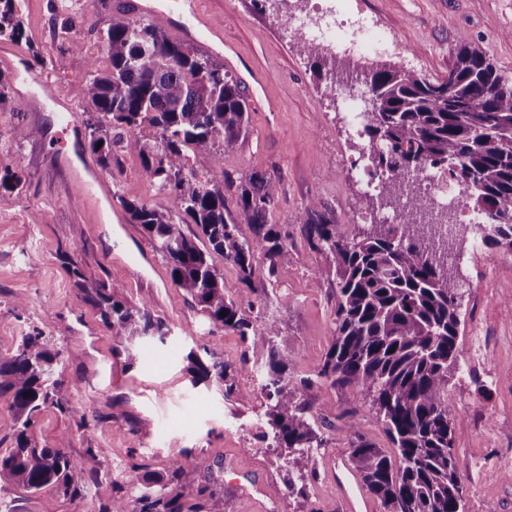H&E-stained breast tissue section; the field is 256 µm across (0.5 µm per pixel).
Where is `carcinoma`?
<instances>
[{"mask_svg":"<svg viewBox=\"0 0 512 512\" xmlns=\"http://www.w3.org/2000/svg\"><path fill=\"white\" fill-rule=\"evenodd\" d=\"M20 10L21 0H0V37L23 39ZM296 48L316 57L317 80L328 79L329 61L316 56V48L300 40ZM100 50L107 66L95 69L84 87L91 109L89 147L109 171L120 166V156L138 155L145 176L169 206L120 196L130 223L141 226L170 268L173 283L211 327L267 349L262 391L268 403L258 438L285 471L288 494L299 512H317L309 506L315 474L311 451L323 447L325 438L309 392L320 383L370 398L385 426L393 455L370 442L355 413H349V461L382 512H464L448 394L463 353L455 265L448 249L434 247L435 225L420 200L408 207L405 222L370 224L353 236L341 230L323 203L307 206L304 236L311 249L326 257V266L316 274L334 289L335 329L316 374L292 378L277 321L262 316L267 285L294 257L289 219L274 221L275 179L256 172L234 179L218 166L202 180L195 169L198 156H215L246 139L250 108L245 86L194 45L175 42L126 12L112 16ZM361 76L369 86L364 136L376 148L373 170L395 175L381 195L385 205L395 208L403 200L405 176L443 167L464 204L492 217L484 220L482 243L512 251V80L466 43L457 48L443 81L396 66L367 68ZM23 181L15 170H0V189L15 191ZM183 224L197 231L187 236ZM218 258L235 269L242 287L232 292L224 287ZM71 273L84 301L123 343L128 361L137 357L129 346L133 340L170 333L147 306L117 300L119 286L88 285L78 268ZM245 293L254 299L243 301ZM203 351V357L192 351L187 356L192 384L216 382L243 401L254 396L252 390L236 391L238 368L224 362L223 354ZM79 356L76 349L54 348L40 332L0 353V402L12 412V421L0 426L12 440V448L0 452V490L20 487L34 496L53 486L73 502L85 500L89 482L78 476L65 441L40 447L30 437L47 409L78 413L62 397L66 379L61 365ZM136 469L141 474L133 483L112 484V500L98 512H226L220 482L190 478L212 473L205 456L181 450L162 470L148 464Z\"/></svg>","mask_w":512,"mask_h":512,"instance_id":"cac0c4a2","label":"carcinoma"}]
</instances>
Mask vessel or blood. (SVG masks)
<instances>
[{"label": "vessel or blood", "mask_w": 512, "mask_h": 512, "mask_svg": "<svg viewBox=\"0 0 512 512\" xmlns=\"http://www.w3.org/2000/svg\"><path fill=\"white\" fill-rule=\"evenodd\" d=\"M136 12L163 18L189 41L206 39L224 53L226 66L234 68L240 62L235 46L224 40V26L200 7V0H134ZM15 70L18 80L17 92L36 111H52L57 119L55 137L58 161L70 162L72 156L81 155L82 128L76 108L69 96L57 94L50 89L44 73L30 68L24 59H17ZM331 479L340 495L344 512H371L367 498L360 493L359 484L348 465L341 464L331 471Z\"/></svg>", "instance_id": "obj_1"}]
</instances>
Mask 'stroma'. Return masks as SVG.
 Here are the masks:
<instances>
[{
  "label": "stroma",
  "mask_w": 512,
  "mask_h": 512,
  "mask_svg": "<svg viewBox=\"0 0 512 512\" xmlns=\"http://www.w3.org/2000/svg\"><path fill=\"white\" fill-rule=\"evenodd\" d=\"M303 5L304 0H201L203 9L220 13L225 40L265 74L266 85L251 99L247 139L196 163L202 178L217 163L234 177L258 171L277 178V212L291 219L294 259L279 269L275 299L265 313L282 328L290 372L297 377L314 373L324 359L336 305L333 288L316 273L326 258L301 234L305 209L314 200L331 205L344 229L364 212L362 179L344 166L360 143L350 139L336 97L313 76L311 58L283 36L286 11ZM354 5L391 30L401 48L414 51L415 72L429 79L447 77L463 42L482 50L512 79V0H354ZM129 8L130 0H76L73 9L84 20L66 36L59 0H22L29 40L14 49L25 62L41 58L51 89L72 95L79 117H86L82 90L92 69L91 51L113 13ZM73 38L82 41L83 50H70ZM61 56L66 63L60 67ZM0 77L10 85L0 110V168L26 179L20 192L0 191V352L15 349L33 331L56 348L81 350L79 360L63 365L68 381L63 396L91 416L83 424L47 410L33 429L34 441L53 447L67 438L80 476L93 480L85 501L90 512L111 500L113 483L135 481L136 465L164 468L184 448L221 462L226 512H295L275 455L257 450L256 439L245 432L267 403L259 390L262 347L247 346L231 332L211 331L139 225L120 232L81 206L79 188L56 163L55 144L46 136L49 113L33 111L18 96L10 60H0ZM17 123L29 131L19 144L10 138ZM106 178L114 196L111 208H118L122 197L167 204L137 155H124L121 167ZM74 267L88 283L119 285L125 303L148 306L170 326L166 342L144 343L139 358L128 361L98 311L82 301L70 273ZM458 293L460 341L474 332L486 338L483 362L448 387L465 512H512V251L480 246L459 269ZM203 344L222 353L225 362L248 359L247 371L235 381L254 390L251 400L225 396L214 385L191 384L187 355ZM311 400L321 407L318 423L327 444L312 453L316 474L309 497L317 512H343L328 466L349 456L348 413L356 412L362 433L378 447L388 451L392 444L364 397L316 388ZM92 447L98 455H89ZM475 457L497 459L499 467L467 479ZM16 502L21 512H76L52 487L27 500L20 491H0L1 504Z\"/></svg>",
  "instance_id": "1"
}]
</instances>
